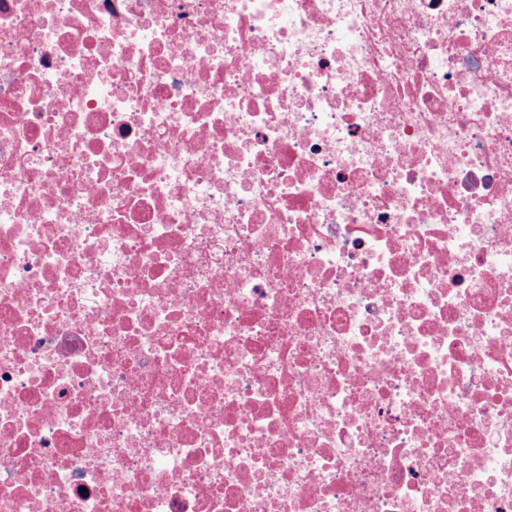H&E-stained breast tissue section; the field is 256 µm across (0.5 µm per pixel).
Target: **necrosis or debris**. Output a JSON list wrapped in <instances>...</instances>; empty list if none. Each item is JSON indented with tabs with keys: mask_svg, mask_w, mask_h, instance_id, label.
<instances>
[{
	"mask_svg": "<svg viewBox=\"0 0 512 512\" xmlns=\"http://www.w3.org/2000/svg\"><path fill=\"white\" fill-rule=\"evenodd\" d=\"M0 512H512V0H0Z\"/></svg>",
	"mask_w": 512,
	"mask_h": 512,
	"instance_id": "necrosis-or-debris-1",
	"label": "necrosis or debris"
}]
</instances>
